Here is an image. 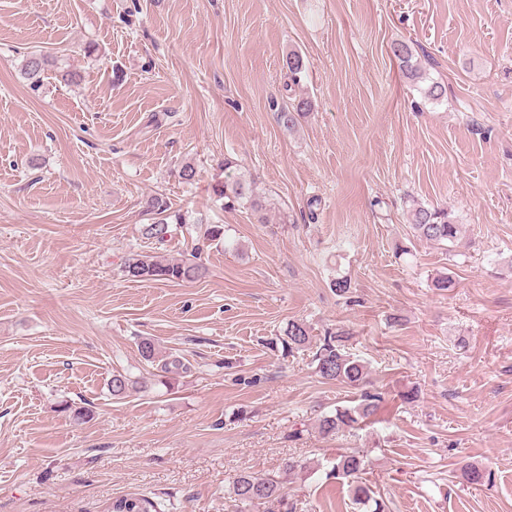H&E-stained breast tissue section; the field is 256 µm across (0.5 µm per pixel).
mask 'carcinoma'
I'll return each instance as SVG.
<instances>
[{
    "mask_svg": "<svg viewBox=\"0 0 512 512\" xmlns=\"http://www.w3.org/2000/svg\"><path fill=\"white\" fill-rule=\"evenodd\" d=\"M391 51L400 62V66L412 81L424 80L421 67L413 62L412 48L405 42H395ZM286 64L289 70V86L300 84L306 66L302 56L297 52L288 55ZM49 65L48 57L41 53H32L26 57L21 71L27 79L37 84L42 71ZM312 110L311 101L301 97L278 112V122L286 130H292L299 119ZM213 193L224 200V207L233 208L237 204L247 205L252 210H263L264 204L253 190L239 179L229 178L216 184ZM152 222L143 225L142 233L158 243L166 241L171 235L172 225L181 224L184 218L179 213L171 212L167 201L154 197L148 203ZM410 224L413 236L419 240L434 243H454L460 235L459 225L452 222L448 212L443 209L428 208L422 205L410 212ZM124 272L135 281H161L169 283L194 282L206 277L208 269L196 260H168L159 256L130 254L124 262ZM347 333L338 331L324 337L313 355L317 373L329 381L344 383L350 387L361 388L367 384L368 370L365 363L355 357L349 349ZM284 351L291 352L306 348L312 343L310 327L300 320L288 322L281 340ZM108 389L114 398H123L137 389V382L120 372L112 374ZM378 409L377 396L363 394L357 405H345L335 412L319 419L318 429L325 436H334L343 432H352L373 416ZM305 469L303 463L293 458L286 459L279 474L246 473L233 482V494L236 500L255 509V512H288V478ZM365 470V460L359 451L336 453L331 461L329 474L347 480L350 483L354 501L359 505L370 502L375 504L373 512H381L382 505L373 496L369 485L361 481ZM111 512H161L153 500L130 495L112 502Z\"/></svg>",
    "mask_w": 512,
    "mask_h": 512,
    "instance_id": "1",
    "label": "carcinoma"
}]
</instances>
